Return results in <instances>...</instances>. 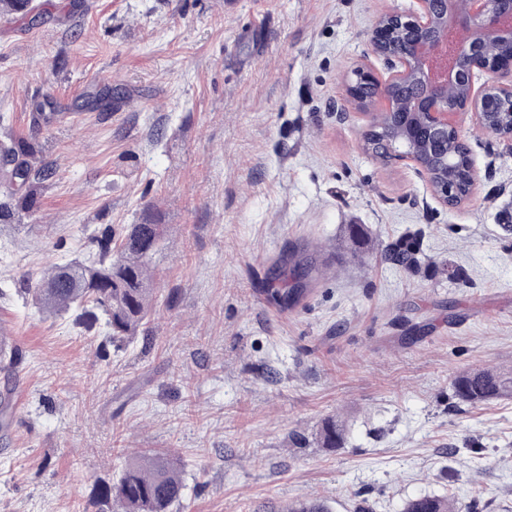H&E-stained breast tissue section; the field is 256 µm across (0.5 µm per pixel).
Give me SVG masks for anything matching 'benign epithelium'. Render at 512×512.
Masks as SVG:
<instances>
[{
    "label": "benign epithelium",
    "mask_w": 512,
    "mask_h": 512,
    "mask_svg": "<svg viewBox=\"0 0 512 512\" xmlns=\"http://www.w3.org/2000/svg\"><path fill=\"white\" fill-rule=\"evenodd\" d=\"M392 37L406 43L404 54L392 57L385 50ZM371 47L390 63L388 79L382 83L360 65L345 83V102L372 114L363 149L385 164L414 165L442 205L458 207L448 187V133L458 132L461 116L470 113L483 131L512 141V123L502 129L494 122L504 105H512V0H465L463 6L418 0L413 14L390 10L378 17ZM479 73L493 76L481 89L475 88ZM407 85L412 92L402 99L390 94ZM452 98L461 100L458 107H448ZM395 116L404 119L400 135L374 151L372 133Z\"/></svg>",
    "instance_id": "obj_1"
}]
</instances>
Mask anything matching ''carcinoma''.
I'll list each match as a JSON object with an SVG mask.
<instances>
[{
	"instance_id": "carcinoma-1",
	"label": "carcinoma",
	"mask_w": 512,
	"mask_h": 512,
	"mask_svg": "<svg viewBox=\"0 0 512 512\" xmlns=\"http://www.w3.org/2000/svg\"><path fill=\"white\" fill-rule=\"evenodd\" d=\"M456 165V183L460 196L468 192L470 174L466 167L468 147L457 137H450ZM24 145L0 143V154L7 158L5 175L16 182L17 171L23 170V184L28 192L51 178L42 170L31 174L28 165L16 162ZM161 224H129L116 234L112 228H96L91 238L96 251L82 262L57 264L44 269L26 289L32 304L41 312L56 314L77 307L81 315L105 320L114 343L128 342L146 331V325L156 300L149 263L159 251L162 240ZM384 260L407 273L422 270L423 250L418 233L405 234L391 241ZM314 266L298 261L291 280L276 290L283 304L297 300L306 282L312 279ZM455 404L477 405L495 399L512 398V375L492 370H475L452 380ZM345 439L343 425L327 419L319 431L323 448H339ZM183 462L172 451L142 450L127 462L122 474L98 489V512H171L180 500L183 484ZM285 512H332L328 503L319 498H305L290 503ZM403 512H462L453 496L446 498L422 495L407 501Z\"/></svg>"
}]
</instances>
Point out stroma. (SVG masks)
<instances>
[{
  "label": "stroma",
  "mask_w": 512,
  "mask_h": 512,
  "mask_svg": "<svg viewBox=\"0 0 512 512\" xmlns=\"http://www.w3.org/2000/svg\"><path fill=\"white\" fill-rule=\"evenodd\" d=\"M0 11V136L53 177L31 201L0 183V313L18 362L0 371V512H95L131 452L184 464L172 512H403L428 494L512 512V399L451 410V381L512 371V141L464 117L476 168L443 206L413 165L365 153L370 118L338 115L352 68L387 79L370 34L416 0H35ZM74 121L60 124L57 113ZM160 224L152 331L109 341L24 295L83 258L91 231ZM362 225L369 248L347 235ZM421 231L431 272L381 259ZM322 274L272 297L288 244ZM462 277L449 279L447 266ZM346 429L320 447L324 419Z\"/></svg>",
  "instance_id": "stroma-1"
}]
</instances>
